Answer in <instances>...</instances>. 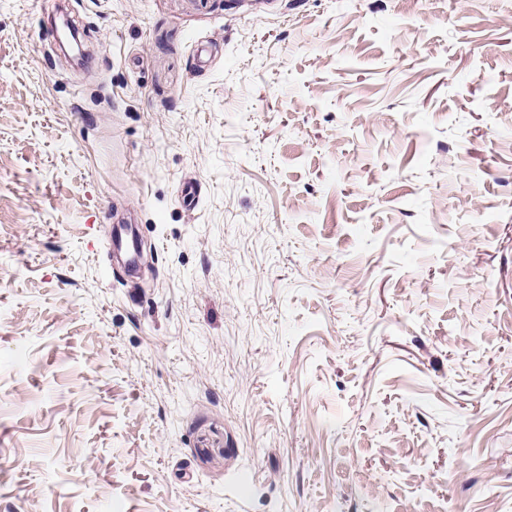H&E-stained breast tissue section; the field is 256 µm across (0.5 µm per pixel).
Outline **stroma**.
<instances>
[{
	"label": "stroma",
	"mask_w": 512,
	"mask_h": 512,
	"mask_svg": "<svg viewBox=\"0 0 512 512\" xmlns=\"http://www.w3.org/2000/svg\"><path fill=\"white\" fill-rule=\"evenodd\" d=\"M0 512H512V0H0Z\"/></svg>",
	"instance_id": "35a3bbf8"
}]
</instances>
